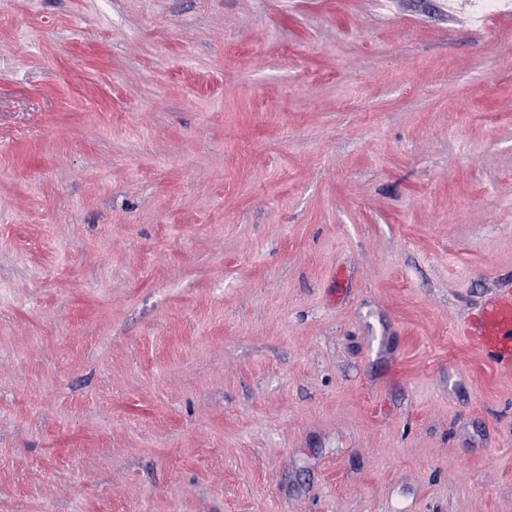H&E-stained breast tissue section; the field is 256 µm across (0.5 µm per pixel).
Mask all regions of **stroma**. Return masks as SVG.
<instances>
[{
	"mask_svg": "<svg viewBox=\"0 0 512 512\" xmlns=\"http://www.w3.org/2000/svg\"><path fill=\"white\" fill-rule=\"evenodd\" d=\"M0 0V512H512V22ZM478 350L485 361L498 368L512 362V294L492 299L479 314Z\"/></svg>",
	"mask_w": 512,
	"mask_h": 512,
	"instance_id": "1",
	"label": "stroma"
}]
</instances>
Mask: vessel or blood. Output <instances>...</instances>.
I'll return each mask as SVG.
<instances>
[{"label": "vessel or blood", "instance_id": "vessel-or-blood-1", "mask_svg": "<svg viewBox=\"0 0 512 512\" xmlns=\"http://www.w3.org/2000/svg\"><path fill=\"white\" fill-rule=\"evenodd\" d=\"M478 350L485 361L504 367L512 361V295L492 299L479 314Z\"/></svg>", "mask_w": 512, "mask_h": 512}]
</instances>
